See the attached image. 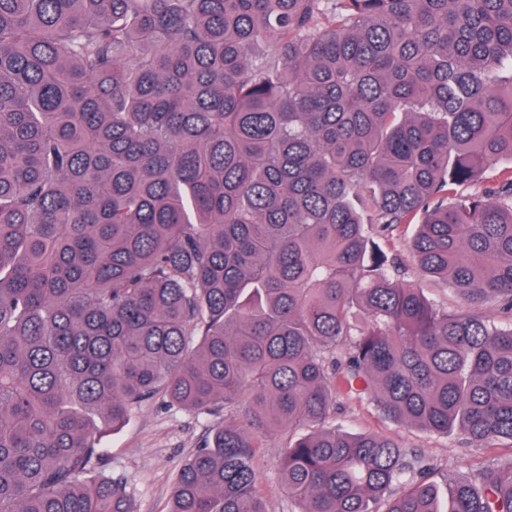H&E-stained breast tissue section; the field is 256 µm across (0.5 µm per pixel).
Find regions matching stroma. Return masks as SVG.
<instances>
[{
  "label": "stroma",
  "mask_w": 512,
  "mask_h": 512,
  "mask_svg": "<svg viewBox=\"0 0 512 512\" xmlns=\"http://www.w3.org/2000/svg\"><path fill=\"white\" fill-rule=\"evenodd\" d=\"M414 233V226L404 224L392 237L379 238L378 243L386 252L399 255L403 278L418 284L431 302L441 307H456L458 296L444 283L424 277L409 257L406 245ZM223 421V408L200 412L170 403L164 394H156L132 414L127 425L102 437L105 458L102 473L124 478L136 512H165L172 486L186 459ZM329 423L349 432L392 436L434 459L440 470L436 483L443 497L448 494L449 480L458 474L487 461L512 458V447L507 443L488 448L469 447L452 434H429L395 424L372 404L353 396L338 399ZM279 454V443L275 440L268 447L256 450L254 467L260 489L272 512H299V504L288 498L278 482Z\"/></svg>",
  "instance_id": "35a3bbf8"
}]
</instances>
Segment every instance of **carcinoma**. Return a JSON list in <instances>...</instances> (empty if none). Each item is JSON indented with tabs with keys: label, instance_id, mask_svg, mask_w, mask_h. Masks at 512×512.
I'll return each instance as SVG.
<instances>
[{
	"label": "carcinoma",
	"instance_id": "cac0c4a2",
	"mask_svg": "<svg viewBox=\"0 0 512 512\" xmlns=\"http://www.w3.org/2000/svg\"><path fill=\"white\" fill-rule=\"evenodd\" d=\"M159 389L226 409L167 512H269L276 437L300 512H512L326 426L512 447V0H0V512H136L100 441ZM415 233V225L402 224L391 238L379 236L375 241L390 254H398L402 260L401 275L407 281L423 288L425 296L440 307L452 309L459 304L458 296L444 283L424 277L408 255L406 245ZM279 444L280 440L276 438L269 442L267 448H256L254 467L259 486L265 499L269 502L271 512H298L300 505L288 499V495L278 482Z\"/></svg>",
	"mask_w": 512,
	"mask_h": 512
}]
</instances>
